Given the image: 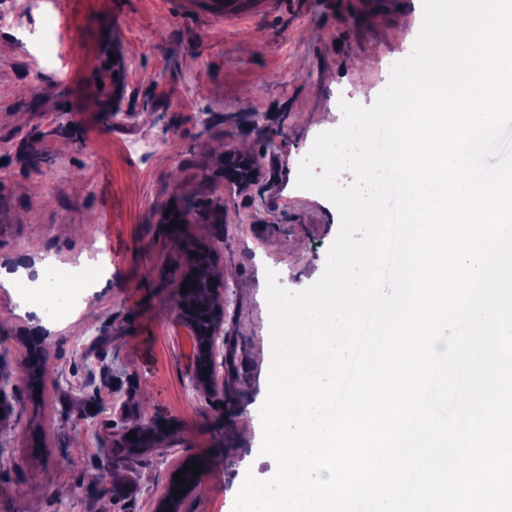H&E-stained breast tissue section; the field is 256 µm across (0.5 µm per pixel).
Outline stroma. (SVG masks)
Segmentation results:
<instances>
[{"mask_svg": "<svg viewBox=\"0 0 512 512\" xmlns=\"http://www.w3.org/2000/svg\"><path fill=\"white\" fill-rule=\"evenodd\" d=\"M0 260L72 265L107 250L94 308L55 322L0 288V512H155L201 463L182 512H233L261 460L271 369L266 273L291 291L323 274L340 216L297 187L300 160L371 106L419 34L422 0H0ZM254 157L248 191L224 156ZM213 202L172 231L170 206ZM209 250L224 284L219 393L193 386L196 340L172 309L187 256ZM42 328L44 373L30 378ZM135 431L134 453L126 435ZM108 489L86 482L92 466Z\"/></svg>", "mask_w": 512, "mask_h": 512, "instance_id": "35a3bbf8", "label": "stroma"}]
</instances>
